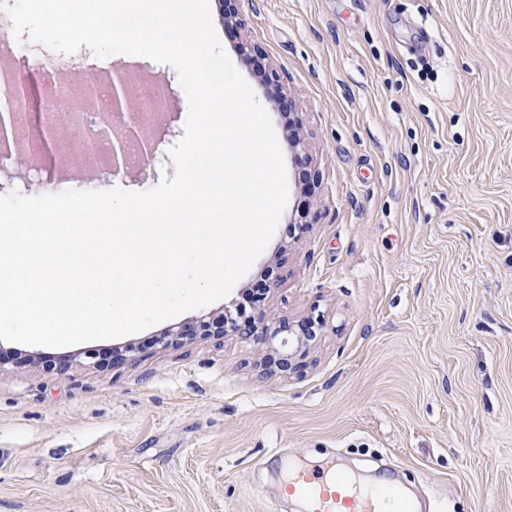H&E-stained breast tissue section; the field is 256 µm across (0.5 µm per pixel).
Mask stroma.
<instances>
[{
  "mask_svg": "<svg viewBox=\"0 0 512 512\" xmlns=\"http://www.w3.org/2000/svg\"><path fill=\"white\" fill-rule=\"evenodd\" d=\"M210 12L274 125L280 221L209 306L76 346L0 341V512H292L290 466L338 462L391 476L428 512H512V0H244L233 30L217 0ZM16 46L33 156L0 167V194L81 181L61 175L80 139L48 132L39 58L55 57L62 85L97 67L176 88L143 136L165 153L183 133L172 65ZM174 174L167 161L94 184L145 192ZM261 280L251 316L323 321L301 371L263 373L245 336L165 343Z\"/></svg>",
  "mask_w": 512,
  "mask_h": 512,
  "instance_id": "obj_1",
  "label": "stroma"
}]
</instances>
